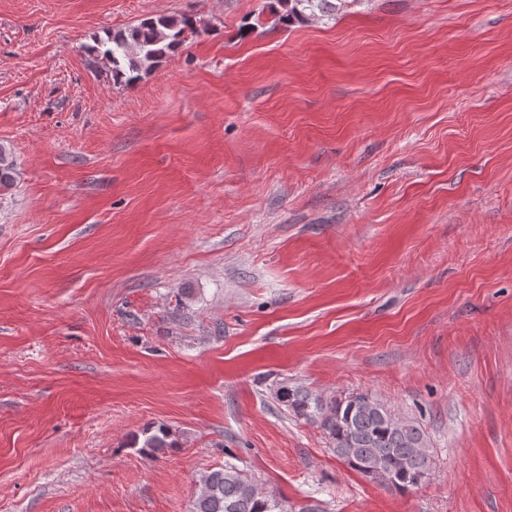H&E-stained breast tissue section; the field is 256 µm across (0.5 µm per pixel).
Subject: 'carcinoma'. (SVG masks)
Masks as SVG:
<instances>
[{
  "label": "carcinoma",
  "mask_w": 512,
  "mask_h": 512,
  "mask_svg": "<svg viewBox=\"0 0 512 512\" xmlns=\"http://www.w3.org/2000/svg\"><path fill=\"white\" fill-rule=\"evenodd\" d=\"M270 8L285 26L336 12L333 0H272ZM196 30V20L189 16L149 17L98 42L91 48L93 63L108 68L113 81L133 85L178 49L187 34ZM13 178V160L0 149V188L10 187ZM278 399L295 416L319 424L333 453L364 477L395 490L408 491L428 475L424 432L415 424L397 418L379 400L356 393L324 403L306 392L284 387ZM170 436L166 427L148 428L144 440L136 438L133 445L156 457L175 446ZM193 512H284V508L227 462L201 478Z\"/></svg>",
  "instance_id": "1"
}]
</instances>
